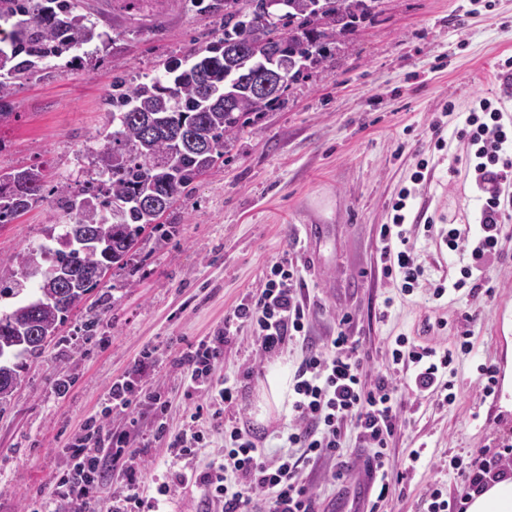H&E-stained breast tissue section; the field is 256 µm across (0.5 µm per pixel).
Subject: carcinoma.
Here are the masks:
<instances>
[{"mask_svg": "<svg viewBox=\"0 0 512 512\" xmlns=\"http://www.w3.org/2000/svg\"><path fill=\"white\" fill-rule=\"evenodd\" d=\"M379 0H192L199 13L224 8V32L189 50L183 61L134 86L112 80V131L94 151L95 177L78 188L52 187L33 168L0 179V223L54 199L69 217L56 246L21 251L9 258L23 280L0 288L16 298L32 279L35 291L9 312H0V402L12 394L22 366L14 353L41 354L58 326L86 294L101 287L98 269L129 263L141 232L151 225L159 239L180 232L160 224L165 213L197 178L213 168L244 131L250 115L263 112L307 68L321 64L327 45L371 14ZM288 33L280 54L288 74L276 93L258 97L253 80L274 71L267 48ZM112 37L97 31L75 0H0V119L14 116L9 98L17 86L42 72L45 61L72 66L79 51Z\"/></svg>", "mask_w": 512, "mask_h": 512, "instance_id": "1", "label": "carcinoma"}]
</instances>
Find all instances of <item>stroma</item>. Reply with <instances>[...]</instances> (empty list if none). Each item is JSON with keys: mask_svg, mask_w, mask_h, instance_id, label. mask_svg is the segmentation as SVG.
<instances>
[{"mask_svg": "<svg viewBox=\"0 0 512 512\" xmlns=\"http://www.w3.org/2000/svg\"><path fill=\"white\" fill-rule=\"evenodd\" d=\"M99 31L113 35L87 56L82 68L43 75L17 87L16 119L0 125V174L42 170L50 183L78 186L93 172L90 152L112 124L106 100L112 78L139 80L184 59L222 29L223 13L198 14L189 0H148L143 10L127 0H79ZM512 57V0H381L361 27L330 44L326 61L290 85L279 102L252 117L223 162L197 179L163 220L180 227L159 241L140 236L136 254L109 270L103 293L74 309L39 357L29 358L21 383L0 409V512H25L46 497L67 466L66 448L85 421L107 404L113 380L134 372L152 353L147 383L168 400V435L156 432L154 408L141 402L132 414L112 416L115 430H130L149 467L138 479L146 494L155 479L168 481L165 512H207L199 487L177 481L224 457L221 437L189 462L171 459L169 435L181 428L201 394L186 395L179 358L200 339L215 336L224 316L259 291L273 262L297 261L311 301V334L325 342L342 314L359 338L374 383L396 337L421 347L453 344L471 330L474 350L453 365L458 395L441 407L435 399L403 394L402 422L390 442L396 492L379 512H424L427 482L438 479L452 495L467 484L448 471V453L479 455L486 446L512 442V232L500 256L482 268L478 296L451 291L470 265L469 253L451 254L424 231L413 234L424 269L412 295L375 268L380 225L393 221L401 189L411 196L407 220L433 218L437 228L479 222L483 199L470 178L452 173L467 144L456 132L481 100L512 122V80L502 64ZM423 181H414L418 162ZM66 219L45 204L0 224V277L7 259L48 242ZM446 285L435 298L438 285ZM299 343H288L264 367L254 368L255 342L242 329L224 345L212 382L237 379L242 428L262 437L269 457L281 454L293 422L290 404L258 419L257 404L270 370L295 368ZM494 366L493 395H480L476 367ZM137 426H130V418ZM422 449L409 469L408 454ZM366 454L347 432L335 461L323 462L308 480L318 489L319 512H354L351 496L362 485ZM344 476L325 477L333 466Z\"/></svg>", "mask_w": 512, "mask_h": 512, "instance_id": "35a3bbf8", "label": "stroma"}]
</instances>
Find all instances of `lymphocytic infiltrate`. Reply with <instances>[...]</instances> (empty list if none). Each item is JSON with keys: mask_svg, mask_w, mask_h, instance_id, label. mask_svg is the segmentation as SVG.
I'll use <instances>...</instances> for the list:
<instances>
[{"mask_svg": "<svg viewBox=\"0 0 512 512\" xmlns=\"http://www.w3.org/2000/svg\"><path fill=\"white\" fill-rule=\"evenodd\" d=\"M460 138L466 139L471 151L464 165L475 174L476 185L486 198L480 212V231L449 225L441 238L449 252L470 251L473 262H485L499 254V244L506 220L512 214L501 206V189L512 183V137L500 122L499 110H491L488 121L469 115ZM410 196L402 190L392 204L393 221L381 225L379 255L376 261L384 277L398 281L405 294H412L424 270L417 264L412 231L405 225L404 209ZM472 262V264H473ZM472 264L462 267L453 287L477 290L472 279ZM301 272L293 261L281 259L268 266L260 291L242 301L224 318L219 336L200 340L183 355L190 389H205L209 402L196 407L183 430L170 443L175 459L195 458L209 445V432H224V459L212 462L207 471L191 475L200 483L208 505L221 512H315L317 494L306 484L304 474L322 460H335L344 445L347 430H355L370 453L364 471L376 488L374 500L368 501L375 512L380 501L392 492L389 471L393 461L389 442L401 419V391L415 397L435 395L444 389V403L456 400L453 381L445 373L459 356L474 349L471 330L457 336L453 347H419L407 337H397L387 352V365L374 384H367L364 368L357 357L358 341L346 327L349 315H342L336 335L317 344L310 334V306L303 291ZM252 330L255 358L264 363L277 357L288 342L300 343L303 357L289 384L294 424L288 432L290 451L268 459L256 436L243 430L230 410L242 404L237 381L225 380L222 388L209 386V377L224 353L230 336L242 328ZM151 362L141 361L134 375L113 382L109 405L100 417L90 419L83 435L66 450L67 468L56 476L52 486L54 499L66 500L72 512H159L170 493L167 482L157 483L154 495L141 491L134 461L139 455L132 448L127 431L112 429L113 412H123L138 398L154 406L158 432H166L167 404L161 394L146 384ZM512 463V446L479 461H465L463 455L448 456V469L465 476L471 489H478L487 477L505 473ZM117 473L120 482L107 507H100L94 491L108 473Z\"/></svg>", "mask_w": 512, "mask_h": 512, "instance_id": "lymphocytic-infiltrate-1", "label": "lymphocytic infiltrate"}]
</instances>
